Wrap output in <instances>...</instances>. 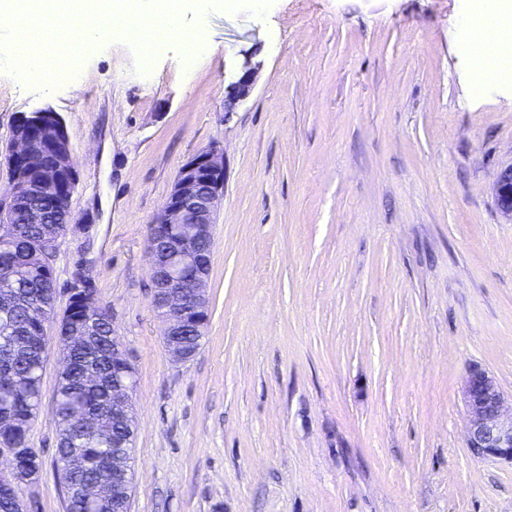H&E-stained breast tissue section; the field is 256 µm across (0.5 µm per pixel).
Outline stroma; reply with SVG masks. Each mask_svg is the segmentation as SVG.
I'll use <instances>...</instances> for the list:
<instances>
[{
	"label": "stroma",
	"mask_w": 512,
	"mask_h": 512,
	"mask_svg": "<svg viewBox=\"0 0 512 512\" xmlns=\"http://www.w3.org/2000/svg\"><path fill=\"white\" fill-rule=\"evenodd\" d=\"M473 0H186L195 51L131 40L74 54L56 89L0 66V200L22 115L64 119L77 220L55 310L91 277L134 364L130 512H512V465L465 445L470 366L512 393V68L471 76ZM255 53L248 98L224 86ZM224 152L196 356L151 306L148 228L180 167ZM49 345L21 495L66 512ZM493 191L499 210L512 219V165L500 171Z\"/></svg>",
	"instance_id": "1"
}]
</instances>
